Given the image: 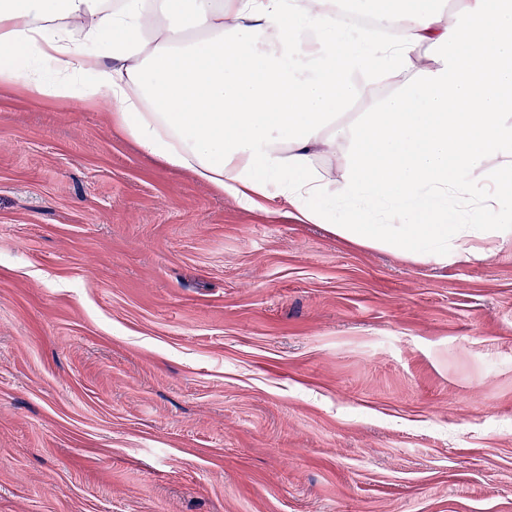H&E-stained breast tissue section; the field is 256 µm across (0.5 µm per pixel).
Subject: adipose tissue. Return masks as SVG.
<instances>
[{
	"mask_svg": "<svg viewBox=\"0 0 512 512\" xmlns=\"http://www.w3.org/2000/svg\"><path fill=\"white\" fill-rule=\"evenodd\" d=\"M0 83L106 96L145 154L364 247L512 240V0H0Z\"/></svg>",
	"mask_w": 512,
	"mask_h": 512,
	"instance_id": "ef3b65f1",
	"label": "adipose tissue"
}]
</instances>
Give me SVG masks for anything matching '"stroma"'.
Instances as JSON below:
<instances>
[{
  "mask_svg": "<svg viewBox=\"0 0 512 512\" xmlns=\"http://www.w3.org/2000/svg\"><path fill=\"white\" fill-rule=\"evenodd\" d=\"M0 86V512H512V244L414 263Z\"/></svg>",
  "mask_w": 512,
  "mask_h": 512,
  "instance_id": "35a3bbf8",
  "label": "stroma"
}]
</instances>
